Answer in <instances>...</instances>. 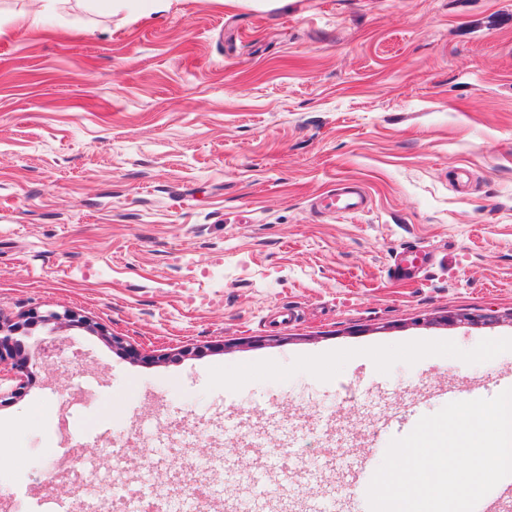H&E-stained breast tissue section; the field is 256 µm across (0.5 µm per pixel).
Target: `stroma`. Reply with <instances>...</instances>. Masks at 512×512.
Masks as SVG:
<instances>
[{
  "label": "stroma",
  "mask_w": 512,
  "mask_h": 512,
  "mask_svg": "<svg viewBox=\"0 0 512 512\" xmlns=\"http://www.w3.org/2000/svg\"><path fill=\"white\" fill-rule=\"evenodd\" d=\"M0 318L42 353L0 512L74 460L160 506L355 500L391 418L512 369V0H0ZM41 322L45 325H51L53 326L50 328V332L55 333L57 329L61 328L59 325L65 324L68 327H79L87 329L93 333H97L98 335H103L104 331L102 329H98L93 324L89 323L88 321L81 319L80 316L65 311L63 314L57 313V312H51L47 315L40 316Z\"/></svg>",
  "instance_id": "1"
}]
</instances>
